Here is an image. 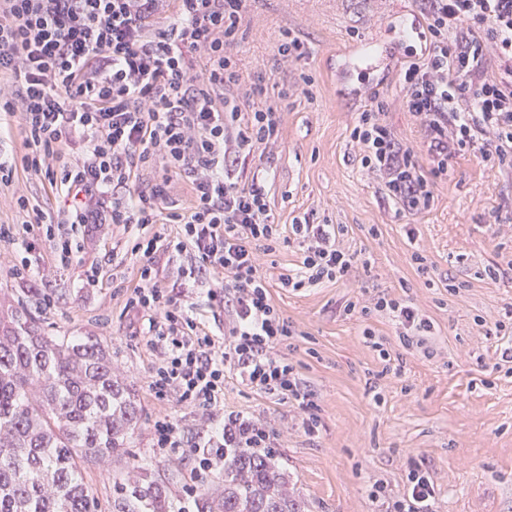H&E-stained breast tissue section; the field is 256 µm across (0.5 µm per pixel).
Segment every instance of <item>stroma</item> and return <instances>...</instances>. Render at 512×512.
Here are the masks:
<instances>
[{"label":"stroma","mask_w":512,"mask_h":512,"mask_svg":"<svg viewBox=\"0 0 512 512\" xmlns=\"http://www.w3.org/2000/svg\"><path fill=\"white\" fill-rule=\"evenodd\" d=\"M391 7L392 0L248 4L251 24L235 48L244 81L312 79L309 96L281 106L282 140L266 185L274 220L342 225L343 246L362 260L338 282L291 292L279 276L296 268L297 245H281L262 259L272 299L296 329L282 351L315 393L320 421L314 433L304 431L296 405L236 379L224 385V409L259 418L276 432L273 460L309 512H396L416 466L434 484L435 512H512V366L502 361L505 342L495 334L500 323L512 329V173L456 157L437 182L431 209L411 215L359 170L349 139L359 103L339 98L337 90L358 86L360 75L343 68L336 52L372 37ZM289 29L300 34L308 55L283 73L274 60ZM376 77L388 103L383 121L402 143L420 145L423 133L399 101L398 74L390 69ZM33 206L55 215L64 202L45 173L17 169L11 182L0 184V226L21 228ZM19 246L15 237L0 238V292L46 287L52 305L31 300L46 332L99 336L111 345L116 374L142 408L131 451L150 467L175 466L174 504L190 507L193 463L159 453L152 424L170 414L191 439L202 430V415L149 393L150 351L140 318L125 307L139 264L127 256L124 238L104 233L65 267L47 244H37L27 255L34 278L20 277L8 264ZM416 252L426 257L427 273L418 271ZM92 264L99 276L90 283L84 272ZM492 266L499 270L494 280L485 274ZM379 293L409 300L430 321L433 357L406 348L386 317L345 314L348 302ZM367 328L402 360L401 374L384 373L363 341Z\"/></svg>","instance_id":"1"}]
</instances>
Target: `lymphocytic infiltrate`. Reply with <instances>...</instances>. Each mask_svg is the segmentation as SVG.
<instances>
[{"label":"lymphocytic infiltrate","mask_w":512,"mask_h":512,"mask_svg":"<svg viewBox=\"0 0 512 512\" xmlns=\"http://www.w3.org/2000/svg\"><path fill=\"white\" fill-rule=\"evenodd\" d=\"M247 2L0 0V112L19 115L27 147L20 164L0 162V182L20 167L40 169L62 148L79 152L47 174L67 197L61 219L32 209L26 227L35 238L20 246L28 252L44 242L67 265L99 226L130 235L140 267L126 306L141 316L154 356L150 391L207 417L189 443L161 415L153 444L187 451L196 481L223 465L225 449L272 444L261 420L225 413L228 378L294 401L305 432L318 424L313 394L280 353L295 329L271 299L261 254L297 243L301 260L280 278L295 292L343 279L358 260L340 245L342 225L274 221L264 156L282 136L278 104L299 84L272 99L265 77L242 83L234 49ZM418 14L427 47L398 71L402 105L423 129L421 148L394 136L374 95L350 132L361 171L412 215L430 209L455 157L512 169V0H419ZM489 61L494 71H486ZM157 165L188 184V207L175 206L167 183L142 186V172ZM162 222L175 232L147 235ZM163 252L189 257L184 287L207 286L211 301L229 306L223 334L197 320L165 281ZM360 312L392 317L409 345H426L432 331L411 303L385 294Z\"/></svg>","instance_id":"f902f5d3"}]
</instances>
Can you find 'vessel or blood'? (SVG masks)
<instances>
[{
  "instance_id": "obj_1",
  "label": "vessel or blood",
  "mask_w": 512,
  "mask_h": 512,
  "mask_svg": "<svg viewBox=\"0 0 512 512\" xmlns=\"http://www.w3.org/2000/svg\"><path fill=\"white\" fill-rule=\"evenodd\" d=\"M426 34L417 15L408 12L403 4H396L378 34L367 44L348 48L343 53L344 60L360 57L366 58L367 64L362 68L363 77L371 74L401 58V48L410 41L425 42Z\"/></svg>"
}]
</instances>
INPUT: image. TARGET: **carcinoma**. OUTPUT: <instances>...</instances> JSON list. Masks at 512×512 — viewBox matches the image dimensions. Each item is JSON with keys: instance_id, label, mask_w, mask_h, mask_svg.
I'll use <instances>...</instances> for the list:
<instances>
[{"instance_id": "1", "label": "carcinoma", "mask_w": 512, "mask_h": 512, "mask_svg": "<svg viewBox=\"0 0 512 512\" xmlns=\"http://www.w3.org/2000/svg\"><path fill=\"white\" fill-rule=\"evenodd\" d=\"M21 288L0 296V512H97L86 462L127 459L111 512H172L169 482L129 452L141 408L99 336H49ZM193 512H305L272 458L224 449V484L202 477Z\"/></svg>"}]
</instances>
